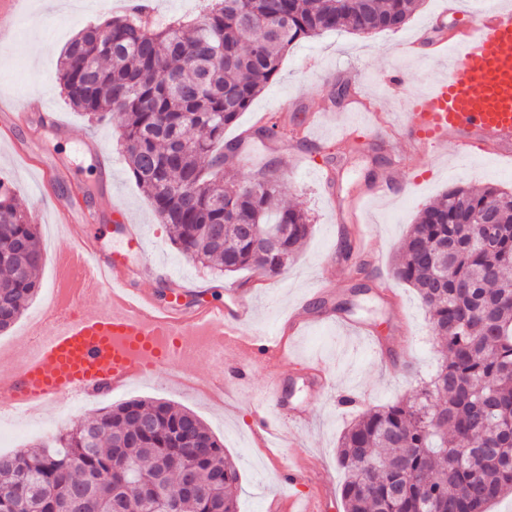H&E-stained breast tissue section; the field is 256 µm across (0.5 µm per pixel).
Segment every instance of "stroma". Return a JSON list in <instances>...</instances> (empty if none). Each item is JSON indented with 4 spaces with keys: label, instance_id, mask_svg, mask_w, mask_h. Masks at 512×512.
Returning <instances> with one entry per match:
<instances>
[{
    "label": "stroma",
    "instance_id": "stroma-1",
    "mask_svg": "<svg viewBox=\"0 0 512 512\" xmlns=\"http://www.w3.org/2000/svg\"><path fill=\"white\" fill-rule=\"evenodd\" d=\"M447 6L448 0H422L406 27L396 31L358 35L343 29L295 42L285 53L277 78L225 128L224 138L229 141L259 126L265 116L285 124L286 135L247 144L252 167H241L235 159L224 167L244 181L252 178L255 168L275 160L284 186L282 202L304 210L312 224L311 235L286 270L264 278L256 271L223 274L184 257L171 244L125 162L119 119L90 125L61 96L56 77L64 45L75 32L106 19L107 11L95 0L82 7L69 6L68 0H27L15 32L0 44V103L28 95L42 97L61 114L69 134L60 137L49 126L32 123L14 132L19 152L0 142V181L38 224L45 253L38 294L11 328L0 332V377L11 371L6 353L50 303L55 252L76 241L75 235L59 234L54 214L40 205L42 197L49 194L65 201L78 187L98 208L93 230L104 249L120 246L114 206H121L128 223L136 225L145 252L130 255L129 260L141 271V287L161 291L154 269L171 265L183 274L182 280L170 284L181 302L193 304L202 298L220 303L226 288L235 287L251 297L254 319L261 325L277 327L304 300L309 301L314 320L286 340L288 349L299 356L294 364L285 366L275 358L253 365L254 388L249 394L225 398L218 405L177 382L148 377L122 390L60 399L51 409L29 417L0 419V431L9 435L12 451L28 449L103 408L132 399H161L195 412L223 443L226 457L239 472L238 512H268L270 500L316 492L318 484H281L276 462L283 458L315 462L318 483L341 490L345 475L337 462V448L350 423L369 408L415 397L442 360L440 342L418 295L392 275L402 240L422 206L455 186L493 185L512 192V163L479 151L459 156L450 150L440 158L411 154L398 148L383 127L401 109L386 82L389 75L402 76L411 91L443 75L439 62L411 56L403 45L433 19L447 27L456 25L458 19L447 13ZM357 97L366 101L373 117L367 123L349 124L347 131L365 149L329 168L327 157L344 149L336 125L349 116ZM102 154L111 158L110 170H101L98 157ZM37 162L66 168L71 177L40 186L33 168ZM386 179L394 185L393 195L369 201L362 215H354L359 196L371 184ZM362 222L375 226L367 250L339 257L343 235L357 231ZM363 260L370 271L365 280L354 272ZM342 321L361 322L370 339L346 336L338 327ZM378 343L394 349L396 370L385 368L377 359L374 346ZM317 362L333 376L329 390H317L311 383L308 369ZM279 369L286 376L289 406L309 415L299 448L289 447L284 440L270 448L255 437L260 426L256 408L265 401L262 387Z\"/></svg>",
    "mask_w": 512,
    "mask_h": 512
}]
</instances>
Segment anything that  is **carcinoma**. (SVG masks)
I'll return each mask as SVG.
<instances>
[{
    "instance_id": "carcinoma-1",
    "label": "carcinoma",
    "mask_w": 512,
    "mask_h": 512,
    "mask_svg": "<svg viewBox=\"0 0 512 512\" xmlns=\"http://www.w3.org/2000/svg\"><path fill=\"white\" fill-rule=\"evenodd\" d=\"M418 0H210L192 22L148 21L147 5L88 26L63 48L58 82L91 123L121 119L127 163L169 239L224 273L281 275L312 232L280 206L283 183L224 181V128L278 75L294 42L325 31L401 28ZM486 211L494 245L471 241ZM245 224H281L278 251ZM39 225L0 182V331L38 291ZM512 193L457 186L423 206L394 276L427 308L446 358L412 401L366 411L340 439L345 512H486L512 493ZM134 467L139 485L125 476ZM189 471L199 488L175 497ZM239 474L192 411L133 399L36 449L0 456V512H237Z\"/></svg>"
}]
</instances>
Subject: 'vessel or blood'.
Instances as JSON below:
<instances>
[{"instance_id":"b4317fda","label":"vessel or blood","mask_w":512,"mask_h":512,"mask_svg":"<svg viewBox=\"0 0 512 512\" xmlns=\"http://www.w3.org/2000/svg\"><path fill=\"white\" fill-rule=\"evenodd\" d=\"M452 12L463 18L459 27L438 35L434 30L410 42L413 55L430 52L440 59L445 78L424 93L405 94L398 127L406 148L436 155L456 148L462 155L473 148L512 154V6L504 0L472 14L455 0ZM124 251H103L95 236L82 234L66 255L78 270L72 298L81 308L70 316L48 308L34 330L35 345L0 379V409L41 410L60 398H77L114 391L140 379L149 358L158 364L184 368L187 328L214 326L222 335H236L251 309L235 289L224 303L188 307L160 303L137 281L127 263L130 252L144 253L142 237L124 225ZM109 293V301L88 307L89 298ZM273 334L255 330L243 356L230 373L243 388L248 366L278 351ZM281 375L266 387L268 405L291 425H300V411L284 404Z\"/></svg>"}]
</instances>
